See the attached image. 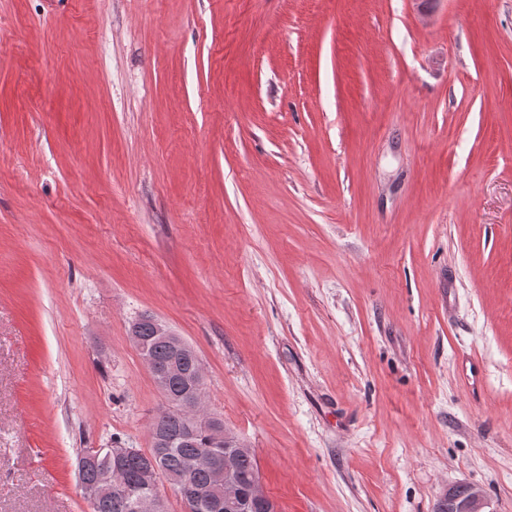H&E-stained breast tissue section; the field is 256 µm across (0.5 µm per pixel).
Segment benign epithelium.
Returning <instances> with one entry per match:
<instances>
[{
	"label": "benign epithelium",
	"mask_w": 512,
	"mask_h": 512,
	"mask_svg": "<svg viewBox=\"0 0 512 512\" xmlns=\"http://www.w3.org/2000/svg\"><path fill=\"white\" fill-rule=\"evenodd\" d=\"M158 335L167 339L173 350L179 354H194L192 348L165 324L152 320ZM212 445L215 450L205 457V464L211 471L215 483L213 495L206 504L211 512H280L279 504L265 491L261 480L256 479L246 489L234 481L235 458L230 454L217 452L219 448H240L239 440L224 429L221 421L211 426ZM137 453L135 448H86L78 459V469L101 458L113 459L119 463L127 456ZM161 471L154 459L150 458L137 483L126 488L124 495L130 512H164V501L155 494ZM490 503L483 491L471 484L460 483L449 487L439 497L434 512H488Z\"/></svg>",
	"instance_id": "obj_1"
}]
</instances>
